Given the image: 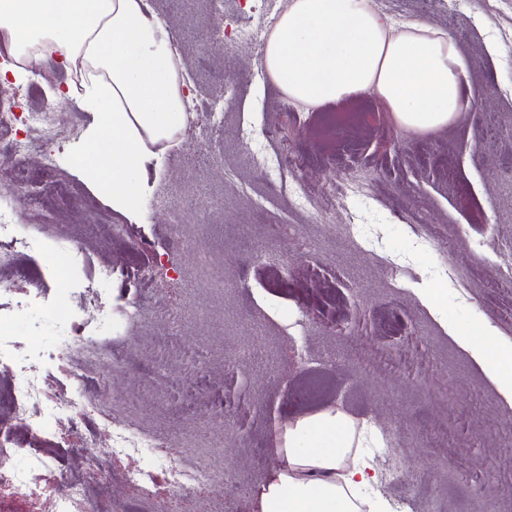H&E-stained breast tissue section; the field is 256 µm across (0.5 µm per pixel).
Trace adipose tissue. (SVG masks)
<instances>
[{"label":"adipose tissue","mask_w":512,"mask_h":512,"mask_svg":"<svg viewBox=\"0 0 512 512\" xmlns=\"http://www.w3.org/2000/svg\"><path fill=\"white\" fill-rule=\"evenodd\" d=\"M0 33L22 78L47 64L78 74L55 100L78 101L92 121L75 170L108 203L136 219L146 163L187 120L169 32L146 0H0ZM262 65L290 99L316 107L366 93L400 125L427 132L477 109L464 95L467 66L447 35L423 22L390 32L367 0H289ZM352 422L323 411L296 421L276 448L283 465L258 493L259 512H387L368 502L367 463L351 461Z\"/></svg>","instance_id":"adipose-tissue-1"}]
</instances>
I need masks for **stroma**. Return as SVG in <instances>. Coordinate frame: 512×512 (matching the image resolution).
<instances>
[{
    "mask_svg": "<svg viewBox=\"0 0 512 512\" xmlns=\"http://www.w3.org/2000/svg\"><path fill=\"white\" fill-rule=\"evenodd\" d=\"M289 0H148L179 46L196 104L182 132L149 162L139 217L126 222L74 171L90 115L58 109L62 146L50 215L18 210L20 235L46 242L40 264L76 263L47 294L25 286L0 306L16 341L0 383L26 368L47 390L37 417L57 434L71 415L55 395L69 383L66 332L53 315L61 289L77 288L95 312L115 364L106 408L80 407L86 440L101 448L112 484L89 496L93 512H155L127 473L150 454L113 459L103 418L166 443L173 458L207 469L178 512H257L259 490L283 464L288 424L342 412L362 434L372 495L393 512H512V403L458 342L494 353L512 345V0H369L392 30L421 20L443 30L468 64L478 111L418 133L374 96L318 108L285 96L261 65L268 19ZM255 32L235 38L236 26ZM223 29V39L213 36ZM65 72L12 82L23 111L40 110ZM351 113L326 126L330 113ZM279 127L280 142L264 140ZM302 164L289 172L312 190L296 205L279 194L258 152L274 147ZM127 224L119 236L112 228ZM152 266L144 285L123 279ZM112 267L114 276H94ZM199 367L185 375L187 361Z\"/></svg>",
    "mask_w": 512,
    "mask_h": 512,
    "instance_id": "35a3bbf8",
    "label": "stroma"
}]
</instances>
